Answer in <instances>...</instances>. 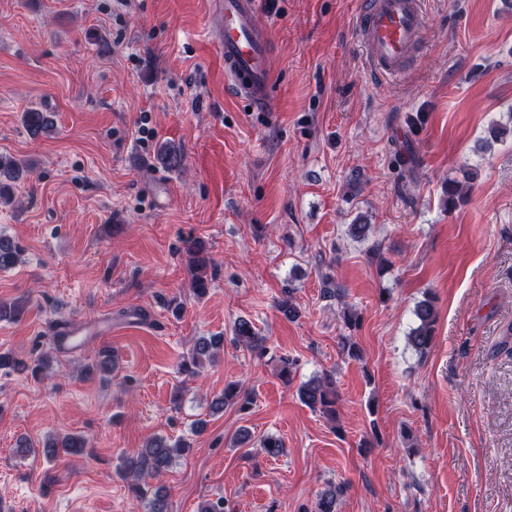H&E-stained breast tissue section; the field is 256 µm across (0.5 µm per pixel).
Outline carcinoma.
<instances>
[{"label":"carcinoma","mask_w":512,"mask_h":512,"mask_svg":"<svg viewBox=\"0 0 512 512\" xmlns=\"http://www.w3.org/2000/svg\"><path fill=\"white\" fill-rule=\"evenodd\" d=\"M23 122L29 133L37 137L50 132L53 122L47 119L45 113L30 109L23 113ZM19 161L0 156V201L8 203L12 191L3 184V179L16 178V169ZM21 249L11 238L0 234V270L5 271L16 266L20 259ZM188 253L191 255L189 270L194 277V287L203 293L207 287L206 269L207 260L198 256L195 245H190ZM417 325L409 336L412 348L420 353H426L433 342L437 315L432 300L426 299L420 302L415 310ZM218 345L215 338H199L191 353L182 360L180 372L188 376H196L203 367L205 361L213 357L212 349ZM302 402L313 410L334 419L336 418V404L338 394L336 392V380L326 375L321 379L313 380L303 385L299 391ZM85 447V441L75 437H64L60 440L49 439L43 443L42 452L45 458L53 459L60 453H72L78 448ZM186 450L184 443L177 441L173 444L162 438L147 440L143 448L129 457L123 459V468L119 474L133 481L131 486L133 497L147 502L149 512H170L168 493L165 488L158 487L154 490L145 488V477L155 476L167 468L172 458ZM342 494L341 487L330 483L322 490L316 502L314 512H337L339 497Z\"/></svg>","instance_id":"cac0c4a2"}]
</instances>
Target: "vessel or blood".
Returning <instances> with one entry per match:
<instances>
[{
	"instance_id": "obj_1",
	"label": "vessel or blood",
	"mask_w": 512,
	"mask_h": 512,
	"mask_svg": "<svg viewBox=\"0 0 512 512\" xmlns=\"http://www.w3.org/2000/svg\"><path fill=\"white\" fill-rule=\"evenodd\" d=\"M260 0H219L211 18L224 57V78L234 97L253 111L269 109L272 83L269 39L256 22ZM426 0H364L358 38L371 71L401 73L426 24Z\"/></svg>"
}]
</instances>
